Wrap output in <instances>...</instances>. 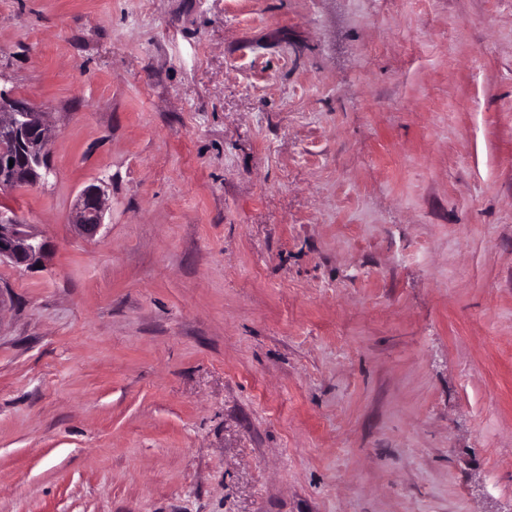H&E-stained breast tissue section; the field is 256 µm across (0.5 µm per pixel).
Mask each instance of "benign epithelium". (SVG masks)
Instances as JSON below:
<instances>
[{
  "mask_svg": "<svg viewBox=\"0 0 512 512\" xmlns=\"http://www.w3.org/2000/svg\"><path fill=\"white\" fill-rule=\"evenodd\" d=\"M0 132L6 135L0 141V192L45 184L53 174L49 154L54 138L46 113L27 99L1 89ZM105 211V183H90L80 191L71 226L82 238L95 241L102 236ZM47 250L48 243L38 238L14 209L0 208L1 264L28 269L43 259Z\"/></svg>",
  "mask_w": 512,
  "mask_h": 512,
  "instance_id": "benign-epithelium-1",
  "label": "benign epithelium"
}]
</instances>
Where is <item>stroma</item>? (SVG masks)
Instances as JSON below:
<instances>
[{
	"mask_svg": "<svg viewBox=\"0 0 512 512\" xmlns=\"http://www.w3.org/2000/svg\"><path fill=\"white\" fill-rule=\"evenodd\" d=\"M0 87V512H512V0H0ZM47 112L34 108L26 98L0 90V192L43 185L53 174L49 154L54 134ZM9 159L13 166L9 167ZM104 181L86 185L77 198L71 216V226L75 232L88 241L102 236L105 226L106 194ZM17 212L7 206L0 209V263L16 269H28L38 263L48 250V243L31 230Z\"/></svg>",
	"mask_w": 512,
	"mask_h": 512,
	"instance_id": "stroma-1",
	"label": "stroma"
}]
</instances>
